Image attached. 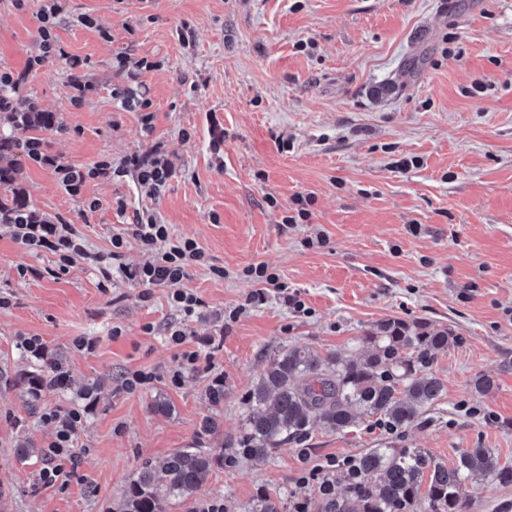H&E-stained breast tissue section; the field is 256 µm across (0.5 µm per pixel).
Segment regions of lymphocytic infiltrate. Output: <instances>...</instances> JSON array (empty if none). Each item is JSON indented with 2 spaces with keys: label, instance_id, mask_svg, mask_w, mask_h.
<instances>
[{
  "label": "lymphocytic infiltrate",
  "instance_id": "obj_1",
  "mask_svg": "<svg viewBox=\"0 0 512 512\" xmlns=\"http://www.w3.org/2000/svg\"><path fill=\"white\" fill-rule=\"evenodd\" d=\"M42 146V140L34 137L24 142L28 156L39 164L52 167L66 191L73 195L81 193L87 180L127 172L134 173L137 182L149 194L156 195L171 174L167 160L160 157L143 159L136 155L116 165L111 160L102 159L82 171L44 153ZM8 226L13 238L25 247L33 250L43 247L52 251L57 257L59 271H66L78 259H87L101 264L106 275L116 268L131 282L173 286L171 300L185 316H193L202 305L200 298L178 290L177 285L190 268L209 265L204 249L193 239L171 237L168 225L158 222L151 213H137L133 224L113 233L111 248L105 253L89 252L82 232L71 224H38L21 214L9 218ZM129 237L136 240L142 252L149 254V261L142 264L124 262L122 249ZM83 417V411L76 408L67 411L51 409L43 413V421L53 423L56 428L55 438L46 452L47 463L41 471L43 482H54L63 474L62 461L70 455L74 433Z\"/></svg>",
  "mask_w": 512,
  "mask_h": 512
}]
</instances>
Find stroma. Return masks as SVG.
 <instances>
[{
	"label": "stroma",
	"mask_w": 512,
	"mask_h": 512,
	"mask_svg": "<svg viewBox=\"0 0 512 512\" xmlns=\"http://www.w3.org/2000/svg\"><path fill=\"white\" fill-rule=\"evenodd\" d=\"M58 55L40 65L37 0H0V69L28 71L17 97L59 118L39 131L48 154L83 169L100 158L164 156L159 195L135 177L88 180L70 195L53 170L16 148L19 185L41 219H64L92 251L136 212L150 211L194 239L210 268L180 290L203 302L185 317L166 286L104 279L80 260L55 273L48 249L17 242L0 223V497L8 512H117L140 464L199 441L219 417V438L242 433L245 397L280 347L364 355L362 336L389 318L425 320L454 336L430 370L444 393L412 425L314 428L265 462L216 470L192 502L166 512H249L262 493L281 512L317 502L314 475L372 448H420L451 464L489 448L512 465V0H58ZM79 58L70 70L65 56ZM148 68H139V61ZM136 71L154 114L119 108ZM88 84L73 103V80ZM416 157L418 168L394 169ZM312 197L301 224L282 218ZM98 201L89 209L90 201ZM322 235L323 245L309 246ZM268 264L301 308L262 289L246 268ZM223 268V276L212 267ZM149 299H142V292ZM183 331L195 368L178 370ZM41 337L36 358L23 341ZM92 349L77 347L79 339ZM69 373L41 409H85L68 483L40 481L16 448L43 449L53 425L26 408L25 382ZM152 373L136 390L125 375ZM494 387L474 390L478 375ZM224 382V404L207 387ZM164 398L169 412L154 410Z\"/></svg>",
	"instance_id": "obj_1"
}]
</instances>
